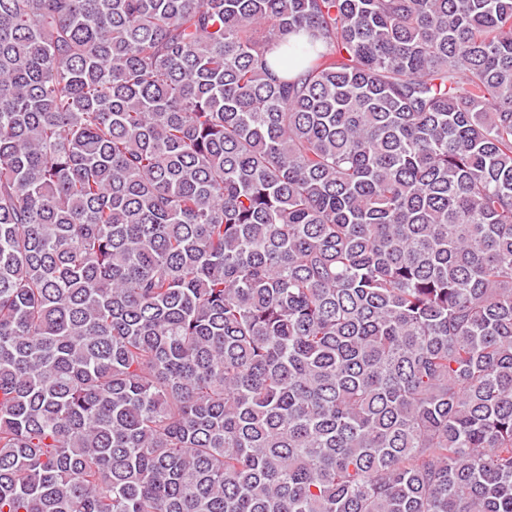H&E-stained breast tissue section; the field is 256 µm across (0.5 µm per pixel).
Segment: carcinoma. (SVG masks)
Listing matches in <instances>:
<instances>
[{"label": "carcinoma", "mask_w": 512, "mask_h": 512, "mask_svg": "<svg viewBox=\"0 0 512 512\" xmlns=\"http://www.w3.org/2000/svg\"><path fill=\"white\" fill-rule=\"evenodd\" d=\"M0 512H512V0H0Z\"/></svg>", "instance_id": "carcinoma-1"}]
</instances>
